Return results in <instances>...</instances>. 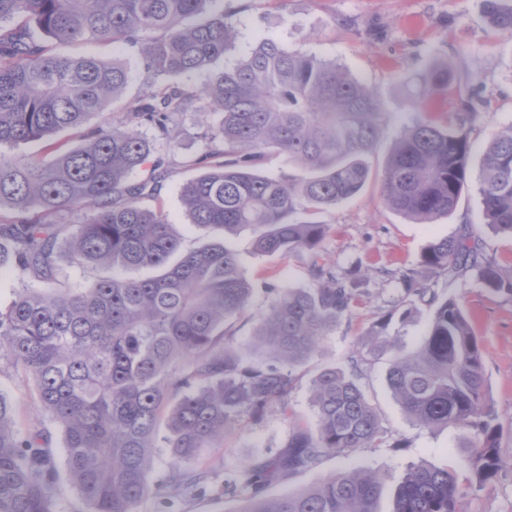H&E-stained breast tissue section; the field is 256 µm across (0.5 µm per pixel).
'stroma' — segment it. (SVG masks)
Returning <instances> with one entry per match:
<instances>
[{"instance_id": "obj_1", "label": "stroma", "mask_w": 512, "mask_h": 512, "mask_svg": "<svg viewBox=\"0 0 512 512\" xmlns=\"http://www.w3.org/2000/svg\"><path fill=\"white\" fill-rule=\"evenodd\" d=\"M224 5L235 11L238 32L225 65L234 64L262 38L272 36L289 48L345 66L359 81L376 88L388 115L377 146L367 158L371 177L365 189L318 216L333 227L323 243L325 260L352 273L365 298L354 317L325 342L321 362L342 363L359 349L370 323L396 299L399 271L418 267L424 248L437 239L470 230L503 268H512V237L486 225L476 183H469L451 215L430 224H416L391 211L382 197L385 158L401 131L418 119L417 102L425 94L423 78L433 65L447 67L452 83L473 81L471 97L477 118L470 132L472 168H479L491 134L512 125V32L487 25L483 0H288L284 8L276 0H224ZM81 50L105 61L125 63L130 74L125 97L130 100L138 95L143 69L136 49L94 43L82 45ZM213 120L205 109L178 116L176 147L158 149L168 174L152 204L165 211L174 234L188 249L214 237L213 232L190 224L180 201L182 185L196 174L187 162L201 152L200 135ZM231 245L253 288L246 313L234 328L233 343L244 348L256 320L275 303L278 289L308 285L309 277L302 259L253 253L248 233L233 238ZM430 284L438 295L461 298L483 347L485 398L504 428L502 466L485 486L465 485V510L512 512V297L491 292L471 275L457 280L436 277ZM385 368V363L376 364L363 383L383 424L400 445L366 448L354 456L356 462L384 476L378 512H392L394 490L408 467L420 462L456 465L459 447L470 439L466 432L426 431L415 426L387 389ZM0 391L14 404L19 430L41 425L42 412L30 379L3 361ZM287 438V419L273 411L258 422L243 420L225 435L223 447L206 448L187 459L186 468L206 465L212 470V491L205 496L167 488L170 451L155 449L150 480L158 490L139 503L137 512H240L243 496L225 493V482L244 464L279 453Z\"/></svg>"}]
</instances>
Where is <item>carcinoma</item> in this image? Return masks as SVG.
<instances>
[{
	"instance_id": "1",
	"label": "carcinoma",
	"mask_w": 512,
	"mask_h": 512,
	"mask_svg": "<svg viewBox=\"0 0 512 512\" xmlns=\"http://www.w3.org/2000/svg\"><path fill=\"white\" fill-rule=\"evenodd\" d=\"M488 24L512 31V0H483ZM223 0H0V262L8 260L48 290L19 288L0 308V358L29 375L47 425L20 432L0 391V512H58L59 462L50 428L63 437L64 467L87 512H136L150 493L152 451L170 449L167 485L204 492L206 468L181 462L219 448L248 415L276 410L288 419L279 454L250 462L224 487L245 496L241 512H377L383 477L343 468L295 495L266 487L311 470L325 458L348 460L363 448L398 443L361 380L385 355L387 387L408 419L427 429L469 431L462 446L478 484L501 464V425L485 399L483 349L457 297L427 295L428 277L475 276L512 296V270L467 233L430 243L419 266L398 277L399 297L375 320L362 349L345 364L316 368L310 380L315 428L293 418L290 397L324 341L355 315L356 279L325 262L332 225L315 217L357 195L370 177L366 155L385 119L375 88L342 65L263 38L232 66L235 13ZM121 43L139 51L137 97L105 118L128 83L127 67L54 45ZM206 74L199 89L169 82ZM469 82L448 85L434 69L429 95L456 92L466 111L447 126L428 112L395 140L382 175L387 207L420 224L451 214L468 186L476 113ZM210 108L219 116L190 160L199 174L180 193L190 223L223 238L185 250L167 214L143 205L160 193L167 169L157 148L177 138L175 119ZM154 132V139L142 129ZM78 130L81 143L49 162L1 151ZM266 148L288 155L297 174H262ZM150 169V178L133 175ZM488 225L512 236V125L488 142L478 176ZM83 212L78 223L53 221ZM247 231L259 255L305 258L310 285L279 289L258 320L249 349L233 345L252 286L226 237ZM77 266L139 269L146 279L112 277L87 288L60 285L61 252ZM432 307L410 349L387 335L418 304ZM458 474L416 464L405 473L393 512H463Z\"/></svg>"
}]
</instances>
